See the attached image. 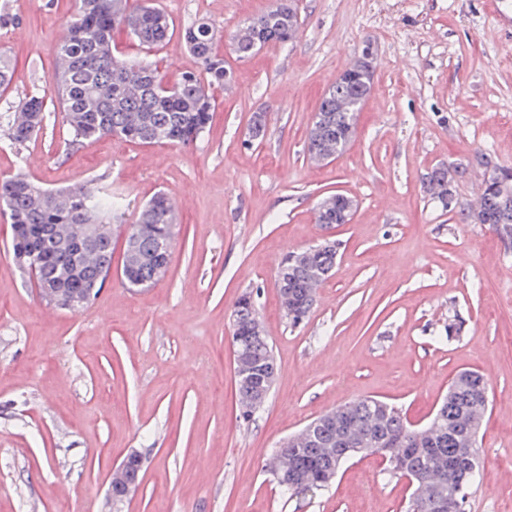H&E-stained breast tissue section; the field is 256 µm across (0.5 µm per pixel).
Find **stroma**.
<instances>
[{"instance_id":"obj_1","label":"stroma","mask_w":512,"mask_h":512,"mask_svg":"<svg viewBox=\"0 0 512 512\" xmlns=\"http://www.w3.org/2000/svg\"><path fill=\"white\" fill-rule=\"evenodd\" d=\"M174 33L144 49L115 32L116 54L157 62L168 80L200 70L182 30L210 23L231 74L196 144L118 138L64 144L62 112L16 146L0 128V179L25 170L49 188L89 182L135 222L155 193L182 196L169 268L147 288L113 272L80 312L47 305L12 260L0 215V512H105L110 474L131 449L143 479L125 512H405L411 491L377 456L357 457L326 490L283 498L268 457L291 434L368 396L425 423L458 371L490 383L480 476L467 512H512V245L430 200L423 177L473 162L512 167V0H297L300 37L248 58L231 38L274 0H156ZM74 0H0V52L14 64L0 113L51 90ZM372 89L344 154L304 151L321 98L365 45ZM263 140L249 138L254 113ZM353 197L347 224H319L325 195ZM333 239L336 267L308 318L291 325L275 286L285 254ZM252 292L277 365L249 420L236 398L232 318ZM463 321L447 344L449 317Z\"/></svg>"}]
</instances>
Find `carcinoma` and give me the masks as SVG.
<instances>
[{
	"label": "carcinoma",
	"instance_id": "cac0c4a2",
	"mask_svg": "<svg viewBox=\"0 0 512 512\" xmlns=\"http://www.w3.org/2000/svg\"><path fill=\"white\" fill-rule=\"evenodd\" d=\"M75 11L56 47V57L66 67L52 77L56 101L34 91L25 95L3 116L9 139L23 145L43 127L49 106L64 114L70 140L82 145L117 137L143 145L188 146L196 142L213 118L214 90L230 79L224 56L215 46L212 26L200 21L183 29L181 40L201 64V73H189L173 86L164 82L155 64L119 57L112 50V33L129 31L145 48L167 41L171 20L158 8L145 4L130 8L128 0H75ZM299 38L296 0H279L276 8L238 25L233 50L245 58L269 44L294 43ZM370 73L360 60L352 62L330 85L308 130L306 154L313 162H329L341 155L352 140L349 129L370 93ZM481 173L478 203L456 211L463 224H489L503 241L512 243V192L501 180L512 178V167L477 157ZM460 171L437 167L424 177L425 192L434 201L455 194ZM350 197L341 193L322 198L316 206L319 224H344ZM123 198L94 187L50 189L19 171L0 181V214L10 221L11 246L18 268L33 264L36 280L52 282L61 293L52 306L68 309L70 301L89 289L100 290L112 270L114 220ZM177 214L172 199L156 194L139 210L130 231L138 234L136 250L123 249L121 275L130 288L156 283L154 262L159 244L172 241ZM308 260L286 255L276 285L288 295L286 316L294 326L302 323L315 301V285L324 282L336 265L337 250L310 247ZM255 303L237 301L233 315V344L238 367L245 376L236 379L240 401L264 392L267 363L274 359L266 335L255 332ZM488 408L487 382L477 371L456 375L430 421L441 427L427 446L420 433L397 406L368 397L325 413L309 423L311 434L288 438L276 454L293 467L272 474L280 491L302 493L296 486L299 472L309 475L310 491H321L334 481L349 460L342 448L359 447L366 455L388 460L384 473L411 476L417 483H437L444 496L455 495L465 512L468 488L478 474V436ZM398 457V464L391 458Z\"/></svg>",
	"mask_w": 512,
	"mask_h": 512
}]
</instances>
